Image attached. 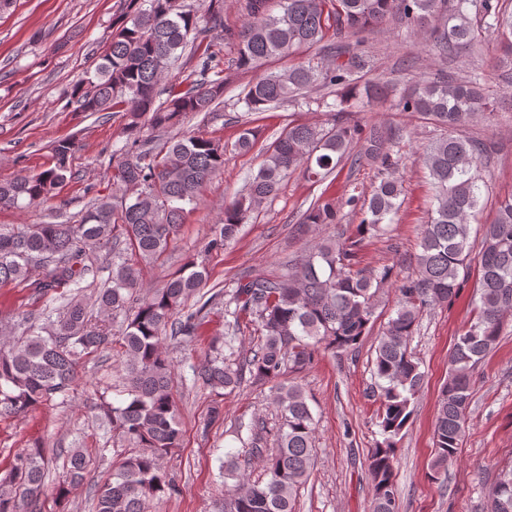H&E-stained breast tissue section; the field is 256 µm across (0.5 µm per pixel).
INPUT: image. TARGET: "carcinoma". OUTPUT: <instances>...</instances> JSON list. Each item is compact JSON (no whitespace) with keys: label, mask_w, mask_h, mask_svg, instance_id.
Segmentation results:
<instances>
[{"label":"carcinoma","mask_w":512,"mask_h":512,"mask_svg":"<svg viewBox=\"0 0 512 512\" xmlns=\"http://www.w3.org/2000/svg\"><path fill=\"white\" fill-rule=\"evenodd\" d=\"M245 17L238 28L224 26L221 0L206 13L176 0H125L112 23V40L92 76L77 82L73 98L82 112H120L127 139L112 166V196H98L80 223L50 221L23 227L0 225V285L24 283L38 291L83 290L94 274L87 251L112 258V276L100 289L94 315L77 293L48 326L29 325L0 346V416L23 415L59 398L66 401L77 381L79 361L113 345L122 349L127 398L102 405L106 423L127 447L112 474L94 486L95 512H151L173 487L162 459L181 446L182 429L172 396L174 365L165 340L188 343L211 310L224 306V342L193 371L194 384L231 394L247 382L268 384L278 427L268 439L265 422H239L248 431L244 454L263 462L256 481L241 473L239 455H224L221 512H295L298 487L315 460V419L303 388L284 381L312 366L320 351L336 356L355 351L369 333L376 296L393 288L397 301L378 338L374 377L382 441L372 449L368 471L371 512H395L396 447L414 412L424 380L410 344L424 312L448 303L463 286L472 262L470 218L480 205L483 144L466 135L470 123L503 109L486 94L485 71L462 79L422 74L396 96L395 106L444 131L424 152L434 190V209L420 226L415 270L399 275L392 266L358 267L370 237L394 222L403 194L398 177L405 158L402 129L362 124L359 102L380 103L393 95L388 83L369 77L372 60L347 38L389 24L410 36L431 38L434 59L496 41V66L512 71V11L501 0H239ZM224 29L235 56L224 60L210 37ZM317 50L319 61L301 62L256 77L244 86L246 111L236 146L251 149L256 131L250 115L287 103L310 104L321 88L334 102H322L328 126L298 123L264 148L255 175L213 225L203 252L224 250L242 224L273 199L282 181L298 168L322 178L341 164L371 166L378 182L369 194L353 190L345 205L364 213L347 237H324L296 259L283 262L273 278L229 281L196 308L188 301L208 279L205 261L189 258L164 286L140 300L138 264L151 263L173 244L186 208H195L200 188L224 169V144L203 136L170 137L188 114H208L223 103L225 72L249 73L265 61ZM188 70L186 84L158 90L165 73ZM166 98H160L161 94ZM158 138L140 136L143 128ZM74 143L56 147L55 164L34 176L0 182V206L18 209L46 201L67 180ZM341 223L336 199L319 198L303 211L296 233ZM477 259L481 268L474 316L448 353V377L441 389L433 430L434 476L453 460L468 427L471 372L498 344L512 317V196L501 201L494 220L481 225ZM124 315L119 333L109 317ZM254 331L245 353L239 334ZM51 459L40 445L17 454L0 479V512H37ZM89 459L72 448L54 485L55 498L85 479ZM490 512H512V464L487 489Z\"/></svg>","instance_id":"obj_1"}]
</instances>
